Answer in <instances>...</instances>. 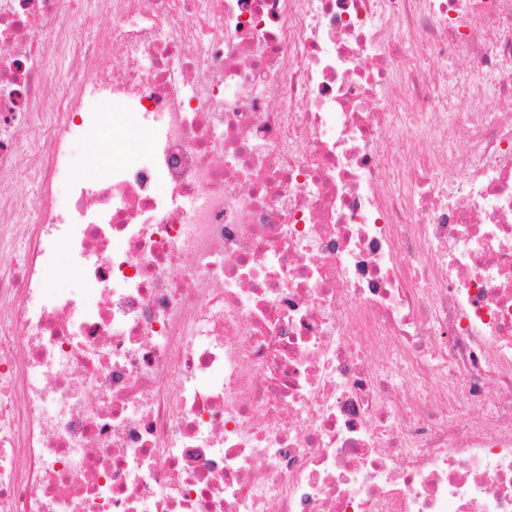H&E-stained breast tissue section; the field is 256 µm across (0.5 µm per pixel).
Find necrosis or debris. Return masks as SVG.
<instances>
[{"label":"necrosis or debris","mask_w":512,"mask_h":512,"mask_svg":"<svg viewBox=\"0 0 512 512\" xmlns=\"http://www.w3.org/2000/svg\"><path fill=\"white\" fill-rule=\"evenodd\" d=\"M2 184L0 512H512V0H0ZM108 137L112 142V151L104 152L98 157V161L109 160L114 153L112 162L130 161L145 157L150 148L149 134L141 129L128 126L124 121L112 122L101 132L95 134L90 141L80 140L73 146L71 160L78 167H100L106 164H95L93 158L102 147L104 138Z\"/></svg>","instance_id":"necrosis-or-debris-1"}]
</instances>
